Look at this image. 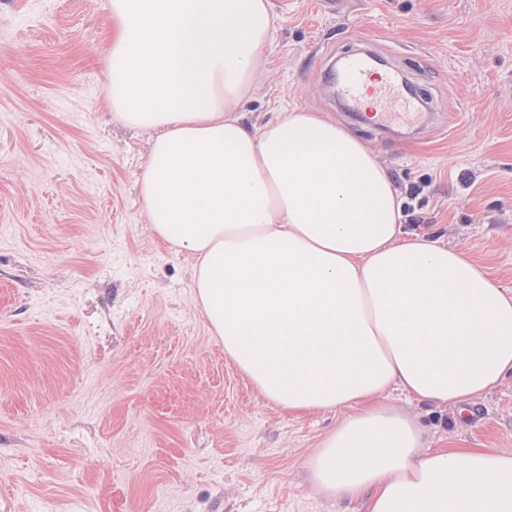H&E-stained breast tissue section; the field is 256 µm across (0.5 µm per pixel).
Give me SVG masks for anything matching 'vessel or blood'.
Listing matches in <instances>:
<instances>
[{"label": "vessel or blood", "mask_w": 512, "mask_h": 512, "mask_svg": "<svg viewBox=\"0 0 512 512\" xmlns=\"http://www.w3.org/2000/svg\"><path fill=\"white\" fill-rule=\"evenodd\" d=\"M336 95L348 111H370L372 123L385 129L419 123L422 116L421 103L396 69L375 70L359 56L344 58Z\"/></svg>", "instance_id": "obj_1"}]
</instances>
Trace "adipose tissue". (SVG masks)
Instances as JSON below:
<instances>
[{
	"mask_svg": "<svg viewBox=\"0 0 512 512\" xmlns=\"http://www.w3.org/2000/svg\"><path fill=\"white\" fill-rule=\"evenodd\" d=\"M110 103L151 132L140 194L189 251L194 301L269 402L346 410L306 461L368 512H512V453L429 449L398 389L465 412L512 372V291L403 224L386 170L345 129L234 110L253 88L269 0H111Z\"/></svg>",
	"mask_w": 512,
	"mask_h": 512,
	"instance_id": "obj_1",
	"label": "adipose tissue"
}]
</instances>
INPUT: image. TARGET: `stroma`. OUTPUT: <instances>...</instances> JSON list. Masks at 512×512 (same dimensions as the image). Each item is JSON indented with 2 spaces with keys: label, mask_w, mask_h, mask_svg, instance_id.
<instances>
[{
  "label": "stroma",
  "mask_w": 512,
  "mask_h": 512,
  "mask_svg": "<svg viewBox=\"0 0 512 512\" xmlns=\"http://www.w3.org/2000/svg\"><path fill=\"white\" fill-rule=\"evenodd\" d=\"M277 17L248 128L335 120L389 173L410 226L512 289V0H270ZM111 0H0V512H366L305 468L342 412L295 415L224 354L187 250L140 197L151 134L113 116ZM370 47L440 108L390 138L342 110L325 74ZM393 404L432 448L512 452V374L456 409Z\"/></svg>",
  "instance_id": "1"
}]
</instances>
